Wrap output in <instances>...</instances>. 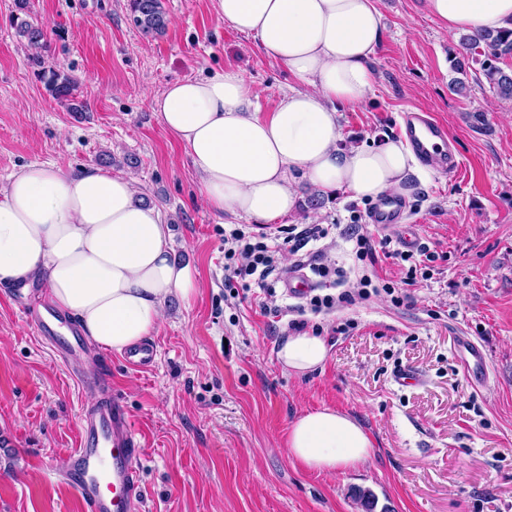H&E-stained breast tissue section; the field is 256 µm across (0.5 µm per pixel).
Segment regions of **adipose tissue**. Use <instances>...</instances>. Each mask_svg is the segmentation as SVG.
Here are the masks:
<instances>
[{"instance_id": "1", "label": "adipose tissue", "mask_w": 512, "mask_h": 512, "mask_svg": "<svg viewBox=\"0 0 512 512\" xmlns=\"http://www.w3.org/2000/svg\"><path fill=\"white\" fill-rule=\"evenodd\" d=\"M213 2L218 17L254 36L298 85L267 115L234 70L177 80L152 95V111L184 146L211 211L274 221L294 208L301 178L357 199L404 192L419 166L403 142L340 146L337 106L359 107L372 90L370 62L382 42L374 0ZM426 7L449 32L512 22V0H426ZM169 240L163 212L145 204L132 181L100 168L33 162L0 187V285L43 282L86 336L119 353L157 330L171 297L187 301L197 291L192 267L174 258ZM327 356L325 338L312 331L286 336L277 352L297 374ZM372 448L357 421L329 408L299 416L288 430L290 457L321 473L356 467Z\"/></svg>"}]
</instances>
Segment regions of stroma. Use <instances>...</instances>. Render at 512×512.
Returning <instances> with one entry per match:
<instances>
[{"mask_svg": "<svg viewBox=\"0 0 512 512\" xmlns=\"http://www.w3.org/2000/svg\"><path fill=\"white\" fill-rule=\"evenodd\" d=\"M375 2L385 25L375 82L362 106L339 107L343 146L400 139L402 112L422 110L447 128L461 167L423 168L407 187L419 246L435 256L410 285L408 262L357 260L352 216L371 203L345 190L311 210L314 189L302 181L287 216L245 219L246 232L272 247L289 228L331 225L285 260L319 253L341 270L318 278L317 295H339L367 275L403 298L313 313L278 276L265 289L229 283L225 218L204 204L185 149L150 107L170 82L233 69L269 113L295 84L288 69L219 19L212 0H163L168 26L155 38L134 26L128 0H28L24 12L0 0V186L35 161L108 167L164 210L172 253L198 280L190 301L170 299L151 336L157 363L145 372L93 343L72 371L0 286V512H88L60 474L83 409L100 395L92 378L101 365L140 433L143 512H363L360 489L374 493L379 512H512V100L490 92L474 63L460 76L467 95L451 90L456 37L426 0ZM18 16L43 26L44 62L73 78L85 112L47 92L12 25ZM300 318L329 347L322 369L302 375L277 358ZM463 334L486 350L482 385L454 356ZM402 366L422 383L398 386ZM321 408L368 430L366 462L318 473L290 458V424Z\"/></svg>", "mask_w": 512, "mask_h": 512, "instance_id": "obj_1", "label": "stroma"}]
</instances>
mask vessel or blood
<instances>
[{"label":"vessel or blood","instance_id":"obj_1","mask_svg":"<svg viewBox=\"0 0 512 512\" xmlns=\"http://www.w3.org/2000/svg\"><path fill=\"white\" fill-rule=\"evenodd\" d=\"M401 132L412 151L428 166L443 172L458 168L446 128L421 112H408L403 117ZM369 223L398 228L399 242L407 249L418 244L403 198L387 195L379 199L369 212ZM290 298L302 299L313 291L314 281L301 267L294 266L282 277ZM21 315L33 324L41 340L53 346L68 366H76L85 343L75 323L47 305L20 306ZM456 353L469 376L482 381L488 374L483 347L467 336L459 337ZM157 350L145 343L130 351L128 365L149 369L156 363ZM100 386L108 384L99 377ZM82 433L77 448L67 456L65 475L89 512H141L142 450L138 432L130 420L122 400L107 391L96 404L86 407L82 417Z\"/></svg>","mask_w":512,"mask_h":512}]
</instances>
